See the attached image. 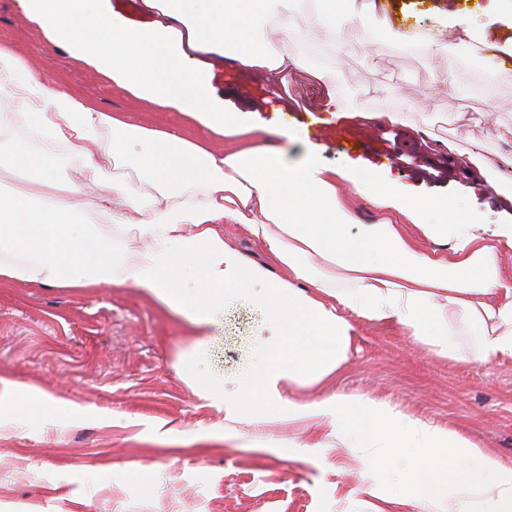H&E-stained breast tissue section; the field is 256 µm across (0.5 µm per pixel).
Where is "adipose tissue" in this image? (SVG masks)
I'll list each match as a JSON object with an SVG mask.
<instances>
[{
    "label": "adipose tissue",
    "instance_id": "ef3b65f1",
    "mask_svg": "<svg viewBox=\"0 0 512 512\" xmlns=\"http://www.w3.org/2000/svg\"><path fill=\"white\" fill-rule=\"evenodd\" d=\"M28 20L71 57L135 97L181 112L205 131L130 123L79 95L51 88L43 73L0 44V123L29 142L0 153V171L30 174L0 196V284L12 281L85 290L108 283L142 290L196 328L183 361L200 396L223 410L224 427L279 421L284 386L314 387L348 359L352 317L395 322L435 355L488 364L512 358V280L498 263L512 249L511 224H481L462 200L403 194L364 170L356 185L370 203L410 225H352L336 172L309 141L276 147L283 127L256 134L211 86V56L251 72L305 66L281 42L330 29L340 43L376 34V0H141L155 20L133 26L108 0H20ZM235 142L212 149L209 138ZM40 152H33L31 143ZM66 149L78 181L61 180L48 159ZM131 162L133 175L120 172ZM245 227L274 267L247 259L224 237V222ZM450 242L428 251L409 229ZM136 237L126 255L119 243ZM245 300L261 321L259 363L230 379L202 368L224 304ZM289 423L318 429L339 448H384L402 466L410 512H512V467L457 432L394 413L363 397L328 395L295 405ZM452 449L448 460L439 449Z\"/></svg>",
    "mask_w": 512,
    "mask_h": 512
}]
</instances>
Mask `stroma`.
<instances>
[{
    "instance_id": "stroma-1",
    "label": "stroma",
    "mask_w": 512,
    "mask_h": 512,
    "mask_svg": "<svg viewBox=\"0 0 512 512\" xmlns=\"http://www.w3.org/2000/svg\"><path fill=\"white\" fill-rule=\"evenodd\" d=\"M488 0H381L389 21L376 39L354 45L330 66L328 83L305 72L282 75L277 91L263 76L217 62L213 85L227 109L257 129L279 124L315 144L320 162L342 173L369 168L402 190L467 202L482 224L512 225V183L490 177L512 158V62L490 74L462 67L512 38V14L491 15ZM476 22L477 43L449 36L433 53L403 49L395 31L429 32L438 12ZM0 42L41 70L56 88L80 93L105 112L146 127L202 130L176 110L133 97L48 42L19 0H0ZM460 83L448 90V74ZM346 108L372 120L325 112L328 86ZM381 112L398 122L378 121ZM353 223H405L340 184ZM259 314L238 300L224 307V329L210 369L231 376L254 362ZM347 362L323 386L286 388L314 401L331 393L362 396L389 410L459 430L512 467V359L490 364L436 357L392 322L354 319ZM191 326L135 288L87 291L15 281L0 287V378L26 383L69 403L61 419L34 403L0 417V512H402L390 495L408 492L400 474L366 470L347 448L315 447L311 432L273 425L225 435L224 413L202 399L180 369ZM112 417L103 425L102 414ZM375 486L378 497L367 494Z\"/></svg>"
}]
</instances>
